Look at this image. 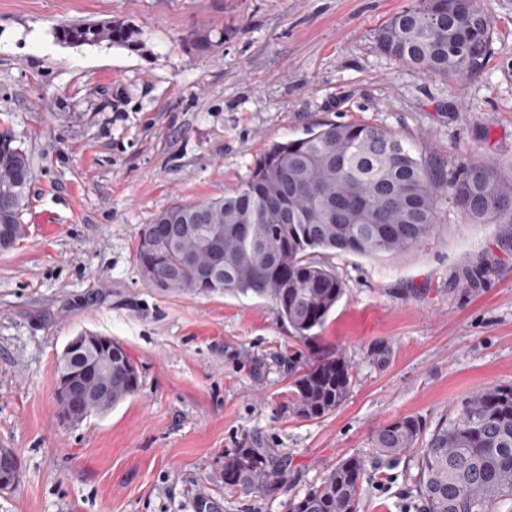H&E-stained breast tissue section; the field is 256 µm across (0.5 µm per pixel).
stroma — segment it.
Returning <instances> with one entry per match:
<instances>
[{
  "instance_id": "stroma-1",
  "label": "stroma",
  "mask_w": 512,
  "mask_h": 512,
  "mask_svg": "<svg viewBox=\"0 0 512 512\" xmlns=\"http://www.w3.org/2000/svg\"><path fill=\"white\" fill-rule=\"evenodd\" d=\"M414 0H0V133L29 156L27 232L0 252V448L21 462L0 512H288L337 461L366 458L360 512H418L414 458L371 437L427 429L473 393L512 384V220L476 224L450 201L440 231L383 259L342 257L346 291L324 329L296 337L271 302L166 295L135 263L142 225L223 197L271 144L325 121L374 124L440 161L480 154L512 178V0H487L480 73L426 75L382 53L380 26ZM121 19L141 47H69L62 25ZM220 29L198 55L186 36ZM89 332L124 346L131 399L58 417L57 361ZM342 357L353 381L318 419L288 406L289 354ZM237 448H276L288 488L216 478ZM193 512H224V499L206 489H198L192 498Z\"/></svg>"
}]
</instances>
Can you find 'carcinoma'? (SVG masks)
<instances>
[{
	"label": "carcinoma",
	"mask_w": 512,
	"mask_h": 512,
	"mask_svg": "<svg viewBox=\"0 0 512 512\" xmlns=\"http://www.w3.org/2000/svg\"><path fill=\"white\" fill-rule=\"evenodd\" d=\"M492 21L484 0H416L378 30L379 48L423 74L459 78L480 72ZM58 41L76 46L137 48L142 32L120 20L64 25ZM187 42L205 54L224 30H195ZM13 137L0 134V229L12 248L26 236L30 160ZM449 198L479 224L512 216V181L480 156L445 167L415 152L395 133L369 123L323 122L302 138L271 144L232 193L175 204L138 232L135 260L143 279L162 293L252 296L271 302L302 339L321 330L345 293L330 259L404 253L438 229L440 201ZM83 374L89 390H106L84 416L104 414L135 396L139 376L125 348L94 342L61 357L56 381ZM351 375L327 357L292 381L288 404L300 418H320L346 399ZM377 458L417 457L414 487L423 512H512V384H492L464 399L426 431L416 417L374 432ZM361 456L338 462L322 482L293 499L289 512H359ZM220 482L260 494L286 485L275 448H236L224 456ZM193 512H224V498L198 489Z\"/></svg>",
	"instance_id": "1"
}]
</instances>
